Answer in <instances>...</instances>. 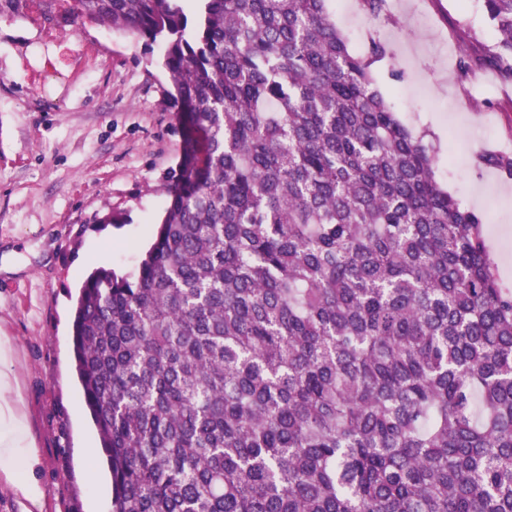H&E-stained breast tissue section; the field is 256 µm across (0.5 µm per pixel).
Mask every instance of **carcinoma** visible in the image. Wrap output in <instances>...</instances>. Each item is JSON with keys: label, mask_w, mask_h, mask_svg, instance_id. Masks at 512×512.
<instances>
[{"label": "carcinoma", "mask_w": 512, "mask_h": 512, "mask_svg": "<svg viewBox=\"0 0 512 512\" xmlns=\"http://www.w3.org/2000/svg\"><path fill=\"white\" fill-rule=\"evenodd\" d=\"M71 0L163 44L184 130L136 272L94 269L75 369L112 512H512V291L483 218L329 0ZM387 21V0H361ZM512 79V0H483Z\"/></svg>", "instance_id": "1"}]
</instances>
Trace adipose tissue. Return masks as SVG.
Returning a JSON list of instances; mask_svg holds the SVG:
<instances>
[{"mask_svg": "<svg viewBox=\"0 0 512 512\" xmlns=\"http://www.w3.org/2000/svg\"><path fill=\"white\" fill-rule=\"evenodd\" d=\"M12 356L10 338L0 336V474L29 503L32 512H39L42 494L35 477L39 460L25 425V414L15 399L18 381L1 369Z\"/></svg>", "mask_w": 512, "mask_h": 512, "instance_id": "ef3b65f1", "label": "adipose tissue"}]
</instances>
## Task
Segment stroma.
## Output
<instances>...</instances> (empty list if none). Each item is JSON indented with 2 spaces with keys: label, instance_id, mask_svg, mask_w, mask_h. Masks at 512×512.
<instances>
[{
  "label": "stroma",
  "instance_id": "obj_1",
  "mask_svg": "<svg viewBox=\"0 0 512 512\" xmlns=\"http://www.w3.org/2000/svg\"><path fill=\"white\" fill-rule=\"evenodd\" d=\"M389 22L360 0H331L354 51L368 36L389 55L375 71L401 122L439 149L437 181L483 218L500 283L512 289V177L482 162L512 154V82L478 66L457 73L462 44H492L482 0H387ZM67 50L19 15L0 16V336L11 337L39 457L43 512H111V482L88 415L71 343L85 276L132 272L168 197L183 132L162 48L96 26L74 27ZM69 71L34 83L41 62Z\"/></svg>",
  "mask_w": 512,
  "mask_h": 512
}]
</instances>
